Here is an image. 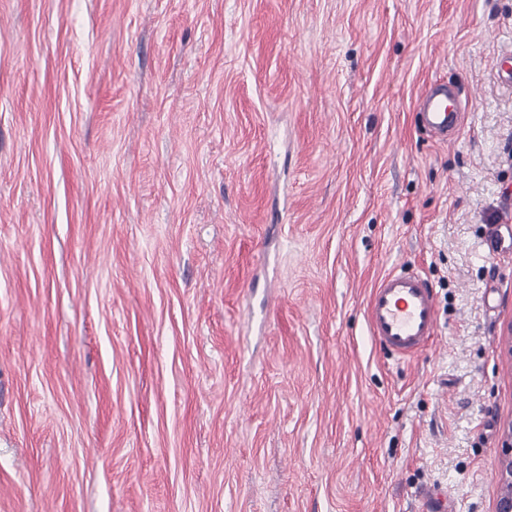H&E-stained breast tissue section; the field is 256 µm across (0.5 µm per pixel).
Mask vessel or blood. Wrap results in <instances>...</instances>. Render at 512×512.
Returning <instances> with one entry per match:
<instances>
[{
  "instance_id": "b4317fda",
  "label": "vessel or blood",
  "mask_w": 512,
  "mask_h": 512,
  "mask_svg": "<svg viewBox=\"0 0 512 512\" xmlns=\"http://www.w3.org/2000/svg\"><path fill=\"white\" fill-rule=\"evenodd\" d=\"M447 85L428 86L421 97V123L438 140H447L460 127L458 108L449 105ZM366 323L376 343L392 355L410 359L436 337V297L417 272H391L372 288L366 304Z\"/></svg>"
}]
</instances>
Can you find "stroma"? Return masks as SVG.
I'll return each mask as SVG.
<instances>
[{
  "instance_id": "35a3bbf8",
  "label": "stroma",
  "mask_w": 512,
  "mask_h": 512,
  "mask_svg": "<svg viewBox=\"0 0 512 512\" xmlns=\"http://www.w3.org/2000/svg\"><path fill=\"white\" fill-rule=\"evenodd\" d=\"M510 54L512 0H0V512H494ZM451 94L447 85L435 83L428 86L421 97L422 127L443 142H448V135L460 128L459 107L448 104ZM370 335L399 359H411L437 336L436 297L418 272H391L371 289L365 310Z\"/></svg>"
}]
</instances>
